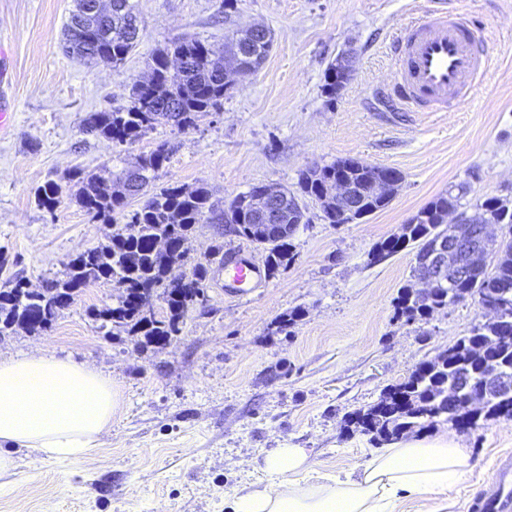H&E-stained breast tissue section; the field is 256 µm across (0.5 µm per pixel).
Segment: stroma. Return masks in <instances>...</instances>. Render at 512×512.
Masks as SVG:
<instances>
[{"mask_svg": "<svg viewBox=\"0 0 512 512\" xmlns=\"http://www.w3.org/2000/svg\"><path fill=\"white\" fill-rule=\"evenodd\" d=\"M134 2L140 43L115 66L65 53L74 0H0V39L11 45L0 93L14 115L0 136V289L17 278L42 288L63 278L77 254L107 244L112 227L75 203L69 172L113 178L165 143L172 152L160 182L207 183L220 207L261 182L297 189L304 171L340 158L397 169L403 180L387 207L352 224L326 223L319 202L300 197L294 260L245 297L224 292L215 248L260 265L262 249L223 225H195L187 264L208 267L205 300L164 349L97 327L92 310L119 294L105 280L84 288L47 331L0 338V358L37 349L69 356L111 377L123 397L93 459L13 449L15 467L0 475V512H225V501L264 483L265 458L287 446L306 449L312 479L357 477L378 447L350 414L479 318L468 300L423 324L395 318L414 254L378 262L377 243L450 185L469 186L466 214L484 197L512 196V0H461L490 66L449 112H405L389 96L390 45L434 0H236L229 13L224 0ZM256 24L273 33L270 55L190 129L160 126L124 145L85 132L86 113L126 104L156 50L190 36L220 58L226 35ZM345 52L354 56L352 76L330 102L325 72ZM49 180L63 186L51 213L34 198ZM296 309L300 318L277 331ZM459 439L472 469L441 512H468L498 456L512 452V419L480 420Z\"/></svg>", "mask_w": 512, "mask_h": 512, "instance_id": "obj_1", "label": "stroma"}]
</instances>
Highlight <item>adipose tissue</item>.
Instances as JSON below:
<instances>
[{
    "label": "adipose tissue",
    "mask_w": 512,
    "mask_h": 512,
    "mask_svg": "<svg viewBox=\"0 0 512 512\" xmlns=\"http://www.w3.org/2000/svg\"><path fill=\"white\" fill-rule=\"evenodd\" d=\"M120 405L111 377L73 358L32 351L0 359V445L88 459ZM311 466L305 449H278L264 462L266 484L235 497L230 512H394L402 497L436 500L472 468L448 432L390 442L354 479L310 482Z\"/></svg>",
    "instance_id": "obj_1"
}]
</instances>
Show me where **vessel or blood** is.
<instances>
[{"label": "vessel or blood", "instance_id": "b4317fda", "mask_svg": "<svg viewBox=\"0 0 512 512\" xmlns=\"http://www.w3.org/2000/svg\"><path fill=\"white\" fill-rule=\"evenodd\" d=\"M399 73L394 99L411 112H444L460 104L489 65L480 42L459 8L439 7L417 21L398 43ZM224 286L247 295L260 282L259 268L246 255L226 257ZM472 512H512V454L498 460L489 491L475 497Z\"/></svg>", "mask_w": 512, "mask_h": 512}]
</instances>
